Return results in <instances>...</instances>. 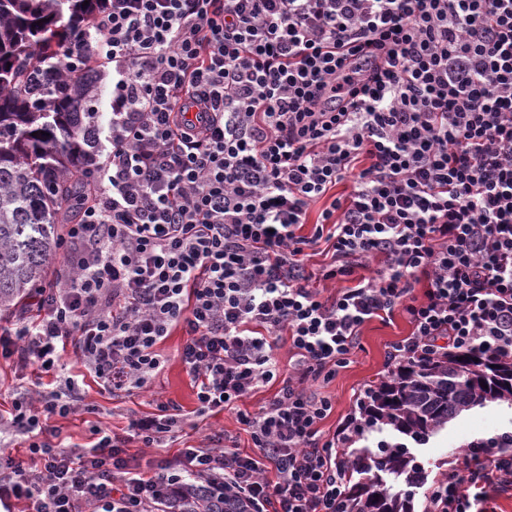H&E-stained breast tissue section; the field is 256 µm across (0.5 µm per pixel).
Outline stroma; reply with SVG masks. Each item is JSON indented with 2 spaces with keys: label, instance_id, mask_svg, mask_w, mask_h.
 <instances>
[{
  "label": "stroma",
  "instance_id": "35a3bbf8",
  "mask_svg": "<svg viewBox=\"0 0 512 512\" xmlns=\"http://www.w3.org/2000/svg\"><path fill=\"white\" fill-rule=\"evenodd\" d=\"M409 331L408 319L400 311L367 322L361 330L350 363L339 369L333 379L314 383V390L329 397L333 404L332 413L320 425L323 434L334 433L344 417L355 409L360 390L387 373L389 345L407 336ZM184 340V332L177 329L159 344L158 349L165 357L166 364L148 388L138 394L129 396L120 391L110 393L101 390L92 376H85L83 408L65 417L52 416L46 422L48 429L55 431L63 445L78 454L90 446L93 440L92 426L103 425L118 437H125L130 418L153 413L156 401L169 402L179 406L183 413H192L197 407L196 386L177 356ZM510 430L512 407L493 405L458 417L427 444L412 446L411 451L428 480L432 481L448 466L463 465L464 443ZM218 433L231 436L238 453L252 454L253 443L249 434L243 430L234 414L221 412L198 418L196 428H184L177 438L164 440L160 447L142 448L138 443H129L128 464L144 475H154L160 465L175 461L180 449L198 445Z\"/></svg>",
  "mask_w": 512,
  "mask_h": 512
}]
</instances>
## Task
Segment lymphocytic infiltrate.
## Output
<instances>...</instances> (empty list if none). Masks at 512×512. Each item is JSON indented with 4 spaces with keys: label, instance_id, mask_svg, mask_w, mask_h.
Listing matches in <instances>:
<instances>
[{
    "label": "lymphocytic infiltrate",
    "instance_id": "obj_1",
    "mask_svg": "<svg viewBox=\"0 0 512 512\" xmlns=\"http://www.w3.org/2000/svg\"><path fill=\"white\" fill-rule=\"evenodd\" d=\"M59 61L62 77L90 61L115 73L109 147L67 227L66 276L34 290L35 318L0 328V357L47 373L69 348L130 394L183 329L197 416L235 412L256 452L184 448L147 478L96 426L74 455L41 421L82 401L69 376L15 400L10 425L41 465L0 455V507L159 512L195 482L251 512H343L336 444L359 421L322 437L332 402L308 384L349 363L365 323L405 313L393 362L512 346V0H98ZM321 243L331 260L314 276L305 250ZM270 383L272 400L241 409ZM185 423L161 403L128 429L155 448ZM494 439L427 488L422 512H473L512 489V434Z\"/></svg>",
    "mask_w": 512,
    "mask_h": 512
}]
</instances>
